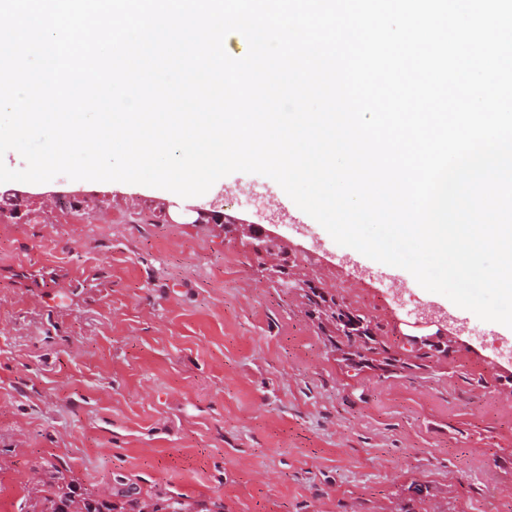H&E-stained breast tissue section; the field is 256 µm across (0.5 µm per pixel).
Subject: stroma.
<instances>
[{
	"label": "stroma",
	"instance_id": "stroma-1",
	"mask_svg": "<svg viewBox=\"0 0 512 512\" xmlns=\"http://www.w3.org/2000/svg\"><path fill=\"white\" fill-rule=\"evenodd\" d=\"M0 218V512H33L57 474L110 498L224 512H512V335L338 245L271 178L243 172L198 196L273 228L299 279L367 314L393 351L447 329L454 349L418 376L353 377L300 292L226 224H192L167 190L60 175L18 182ZM109 198L93 216L41 212L43 191Z\"/></svg>",
	"mask_w": 512,
	"mask_h": 512
}]
</instances>
